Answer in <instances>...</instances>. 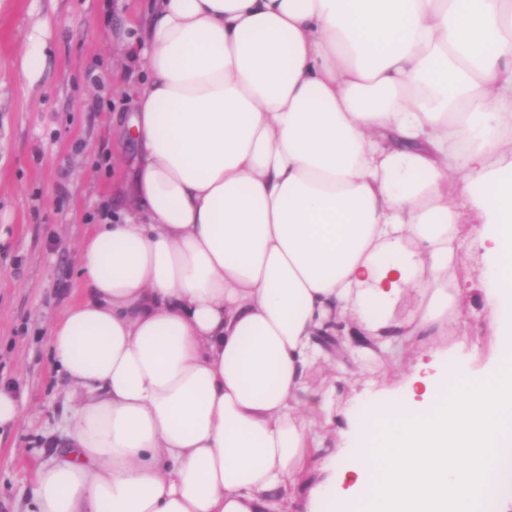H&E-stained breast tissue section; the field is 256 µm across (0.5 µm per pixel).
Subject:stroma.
I'll list each match as a JSON object with an SVG mask.
<instances>
[{
    "mask_svg": "<svg viewBox=\"0 0 512 512\" xmlns=\"http://www.w3.org/2000/svg\"><path fill=\"white\" fill-rule=\"evenodd\" d=\"M148 0H0V381L24 393L28 409L0 430V512H25L35 469L50 462L70 405L49 350V327L78 296L80 239L102 206L120 208L112 188L127 175L131 145L118 122L131 112L130 94L113 92L115 78L134 84L143 73L117 53L140 38ZM40 30L46 54L41 75L26 81L19 52ZM477 226L466 217L454 261L455 315L430 345L436 365L455 360L478 368L496 349L485 321L493 281L472 247ZM466 322L459 332L458 322ZM470 345L459 348L461 337ZM421 354L375 372L374 360L347 353L335 372L314 371L310 385L335 391L330 445L352 447L341 416L360 414L379 389L399 388Z\"/></svg>",
    "mask_w": 512,
    "mask_h": 512,
    "instance_id": "1",
    "label": "stroma"
}]
</instances>
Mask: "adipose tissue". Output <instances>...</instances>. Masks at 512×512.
<instances>
[{
    "instance_id": "obj_1",
    "label": "adipose tissue",
    "mask_w": 512,
    "mask_h": 512,
    "mask_svg": "<svg viewBox=\"0 0 512 512\" xmlns=\"http://www.w3.org/2000/svg\"><path fill=\"white\" fill-rule=\"evenodd\" d=\"M134 56L28 512H471L512 447V0H153ZM466 213L495 360L417 362L339 454L322 337L394 360L446 330Z\"/></svg>"
}]
</instances>
